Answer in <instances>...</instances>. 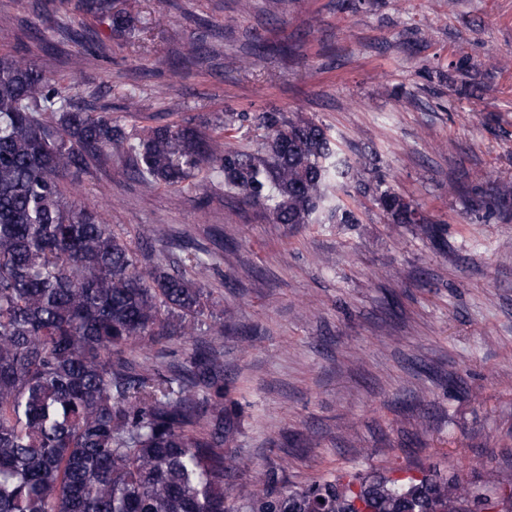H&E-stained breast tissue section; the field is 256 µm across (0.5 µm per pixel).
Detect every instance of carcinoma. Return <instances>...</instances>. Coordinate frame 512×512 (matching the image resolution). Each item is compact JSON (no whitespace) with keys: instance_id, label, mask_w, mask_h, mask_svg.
I'll return each mask as SVG.
<instances>
[{"instance_id":"1","label":"carcinoma","mask_w":512,"mask_h":512,"mask_svg":"<svg viewBox=\"0 0 512 512\" xmlns=\"http://www.w3.org/2000/svg\"><path fill=\"white\" fill-rule=\"evenodd\" d=\"M83 9L114 33L133 30L112 0ZM66 35L81 46L78 69L84 35L72 23ZM71 93L26 58L0 55V512H234L236 502L241 512H512V469L490 473L483 493L423 470L288 493L268 473L230 481L234 425L216 348L167 369L131 359L143 341L194 333L209 264H141L69 177L114 157L147 186L210 168L273 222L295 225L360 223L336 195L353 185L432 243L442 227L382 188L373 159L350 162L299 112H226L210 131L157 123L130 138L108 112L67 109ZM246 122L263 130L254 147L232 141ZM489 209L512 220L511 178L491 183Z\"/></svg>"}]
</instances>
